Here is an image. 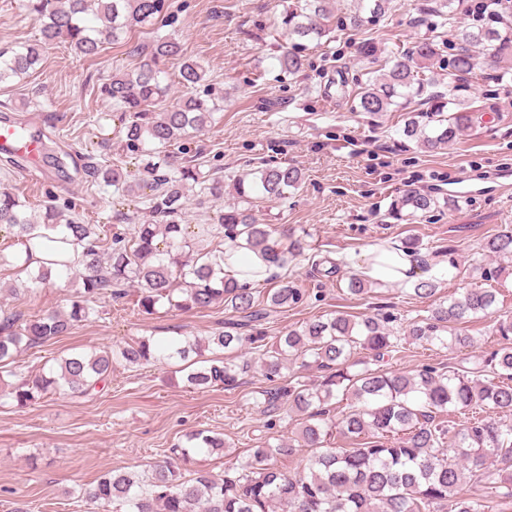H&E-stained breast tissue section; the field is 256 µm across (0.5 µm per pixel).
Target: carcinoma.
Returning <instances> with one entry per match:
<instances>
[{
	"instance_id": "1",
	"label": "carcinoma",
	"mask_w": 512,
	"mask_h": 512,
	"mask_svg": "<svg viewBox=\"0 0 512 512\" xmlns=\"http://www.w3.org/2000/svg\"><path fill=\"white\" fill-rule=\"evenodd\" d=\"M353 24L362 22L367 9L379 15L384 0H356ZM19 9L39 24L40 38L21 46L0 49V84L25 77L41 61L43 45L63 41L88 57L98 55L106 40L118 42L128 31L164 17L167 0H19ZM336 19L335 0H303L280 14L279 27L288 40L276 57L291 75L305 67L299 48L304 41L329 35ZM453 53L443 61L448 71V100L434 111L448 110L445 127L426 132L414 112L406 113L402 134L417 145L436 149L463 136L478 121L476 110L456 94L459 77L475 69L480 52L491 51L497 66L512 69V32L492 27L466 26L454 33ZM179 41L160 36L148 47L146 59L135 69L118 72L100 87V94L121 109L118 117L131 145H172L192 132L208 127L213 108L186 95L158 112L168 83L163 62L181 55ZM441 47L427 37L398 51L371 72L357 93L356 110L377 115L393 111L398 97H417L432 79L420 78L428 65L439 61ZM206 70L186 58L179 69V84L192 89ZM145 178L130 179L117 169L96 168L93 173L115 190L132 196L146 186L153 222L136 224L131 236L107 240L96 225L66 216L48 205L32 216L20 200L0 191V226L12 230L24 246L26 258L0 253V267L26 273L24 289L42 288L58 281L76 282L79 289L66 306L22 319L10 314L0 320V362L23 349H33L64 336L88 320L103 298H121L135 288L138 306L146 314L168 305L180 310H202L218 303L239 314L224 329L206 339L141 338L123 346L77 352L61 358L49 371L31 373L12 387L17 405L31 406L47 395L81 397L107 382L117 363L143 364L201 356L205 351L226 357L202 360L186 375L188 386L235 388L240 377L257 367L271 382L291 364L316 367L312 384L288 382L262 391V413L274 418L282 406L301 418L295 442L265 443L244 460L225 464L224 474L196 470L187 478L170 461L155 464L140 478L113 472L82 488L81 499L104 512H489V501L464 492L466 485L486 482L497 497L512 499V425L501 417L512 415V317H499L495 333L499 347L474 371L453 368L440 372L424 366L411 373L371 369L354 361L357 350L377 362L398 346L397 331L388 317L359 319L339 313L326 320L290 328L268 342L263 321L271 312L288 309L302 300L300 289L283 282L259 299L250 284L224 271V246L252 254L269 267L284 269L306 256L305 236H278L272 225L260 224L250 205L256 199H282L304 182L301 168L288 162L266 160L233 184L237 204L220 210L215 222L189 231L181 223L187 192L198 183L193 164L175 165L169 157L147 152L141 159ZM438 200L419 191L405 190L394 199L393 210L429 212ZM217 239L210 250L199 247L201 238ZM83 245L76 260L66 258L64 245ZM483 251L490 267L476 266L473 275L483 281L499 279L512 269V228L489 238ZM375 283L356 273L348 276L352 295L368 294ZM410 294L431 297L436 280L411 282ZM497 312L493 288H464L439 305L432 317L414 322L404 338L473 348L478 338L459 333L456 325L470 317ZM251 345L258 358L229 359L227 355ZM351 400L338 418L330 416L332 401ZM480 410L483 416L461 426L446 425L440 416L449 412ZM339 433L352 444L333 448L327 437ZM312 449L303 472L290 475L276 466L277 458L293 451V444ZM224 436L198 430L175 445L173 453L191 460L195 455L224 453Z\"/></svg>"
}]
</instances>
